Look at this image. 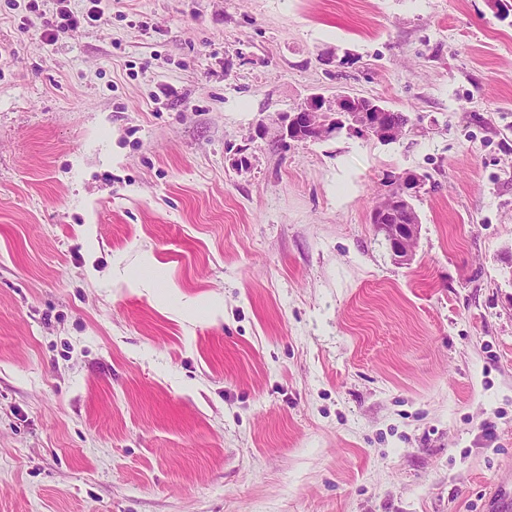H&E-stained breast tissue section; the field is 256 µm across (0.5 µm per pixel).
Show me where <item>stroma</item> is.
I'll return each mask as SVG.
<instances>
[{
    "label": "stroma",
    "mask_w": 512,
    "mask_h": 512,
    "mask_svg": "<svg viewBox=\"0 0 512 512\" xmlns=\"http://www.w3.org/2000/svg\"><path fill=\"white\" fill-rule=\"evenodd\" d=\"M0 0V512L512 504V12ZM345 91L394 142L282 144ZM423 176L413 258L371 222ZM55 2L57 5L55 20L52 18L43 20L39 27L40 36L48 43L57 41L61 35L78 29L82 24H91L96 21L101 12L99 5L103 1L86 0L89 6L87 4L81 12L72 11L66 4L70 2L69 0H55ZM387 111V106L376 99L353 96L346 93L336 94L326 98L320 94L312 95L307 101L284 114L280 121L281 136L289 140H310L315 134L325 136L326 130L339 122L347 129H362L376 139H390L401 137L408 125L409 118L405 113ZM390 127L397 128V134L386 127L381 118ZM340 127L332 128L327 135L339 133Z\"/></svg>",
    "instance_id": "stroma-1"
}]
</instances>
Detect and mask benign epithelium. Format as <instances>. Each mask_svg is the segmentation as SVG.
<instances>
[{"instance_id":"obj_1","label":"benign epithelium","mask_w":512,"mask_h":512,"mask_svg":"<svg viewBox=\"0 0 512 512\" xmlns=\"http://www.w3.org/2000/svg\"><path fill=\"white\" fill-rule=\"evenodd\" d=\"M385 111L387 106L376 99L346 93L328 99L315 94L303 105L284 114L280 133L285 139L307 141L316 134H325L339 122L350 130L361 129L379 140H387L395 135V131L383 124L381 113ZM418 184L419 181L413 180L400 188H392L372 212V223L384 233L394 259L402 264L412 259L418 230V225L403 222V211Z\"/></svg>"}]
</instances>
